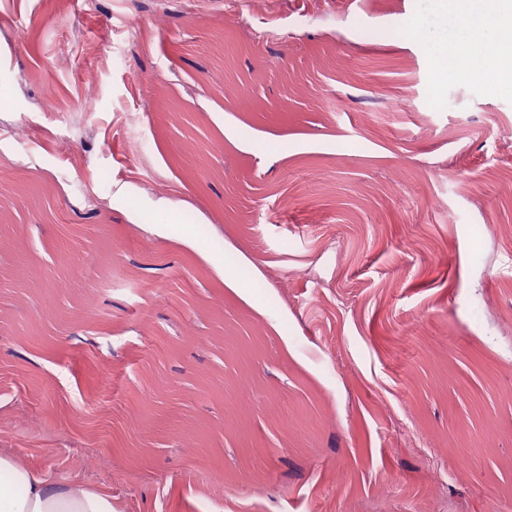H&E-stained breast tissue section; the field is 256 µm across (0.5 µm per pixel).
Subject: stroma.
Returning <instances> with one entry per match:
<instances>
[{
    "instance_id": "35a3bbf8",
    "label": "stroma",
    "mask_w": 512,
    "mask_h": 512,
    "mask_svg": "<svg viewBox=\"0 0 512 512\" xmlns=\"http://www.w3.org/2000/svg\"><path fill=\"white\" fill-rule=\"evenodd\" d=\"M446 32L0 0V454L115 512H512V71Z\"/></svg>"
}]
</instances>
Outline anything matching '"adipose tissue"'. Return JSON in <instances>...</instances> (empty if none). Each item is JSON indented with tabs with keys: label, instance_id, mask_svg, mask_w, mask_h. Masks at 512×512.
Instances as JSON below:
<instances>
[{
	"label": "adipose tissue",
	"instance_id": "obj_1",
	"mask_svg": "<svg viewBox=\"0 0 512 512\" xmlns=\"http://www.w3.org/2000/svg\"><path fill=\"white\" fill-rule=\"evenodd\" d=\"M492 6L487 0H449L447 15L470 19L467 35L449 34L440 45L445 55H457L461 47L482 44ZM0 512H114L110 495L59 483L52 473L23 466L0 456Z\"/></svg>",
	"mask_w": 512,
	"mask_h": 512
}]
</instances>
